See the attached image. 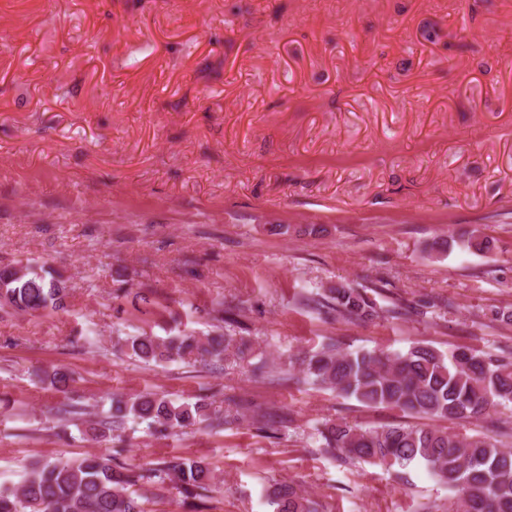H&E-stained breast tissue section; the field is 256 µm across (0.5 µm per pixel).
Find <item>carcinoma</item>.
Listing matches in <instances>:
<instances>
[{
	"label": "carcinoma",
	"mask_w": 512,
	"mask_h": 512,
	"mask_svg": "<svg viewBox=\"0 0 512 512\" xmlns=\"http://www.w3.org/2000/svg\"><path fill=\"white\" fill-rule=\"evenodd\" d=\"M66 282L45 270L0 268V309L15 312H58L66 308ZM315 306L345 322L366 321L378 314L376 303L348 286L333 287L313 300ZM125 354L139 362L196 363L219 367L228 356L243 358L249 345L222 334L196 336L180 332L158 337L145 332L124 339ZM303 379L368 408L398 409L407 416L462 424L486 421V431L457 432L430 424L388 423L363 428L328 420L318 429L323 450L340 458L381 465L403 478L404 470L420 465L454 494L452 512H512V421L493 417L512 410V361L492 358L472 348L451 354L417 344L405 352L349 350L338 344L311 349L296 358ZM43 380L65 388L67 369L56 367ZM86 414L78 403L56 409L57 428ZM206 424L222 430L224 412L203 397L180 401L155 392L131 397L112 395L110 407L89 421L94 436L114 431H143L166 437L176 429ZM171 482L186 499L216 491L213 470L204 461H169L162 467L128 469L111 464L105 454L76 461L45 462L31 467L19 485L0 487V512H146L144 483ZM271 512H318L316 504L293 483H276L267 491Z\"/></svg>",
	"instance_id": "carcinoma-1"
}]
</instances>
